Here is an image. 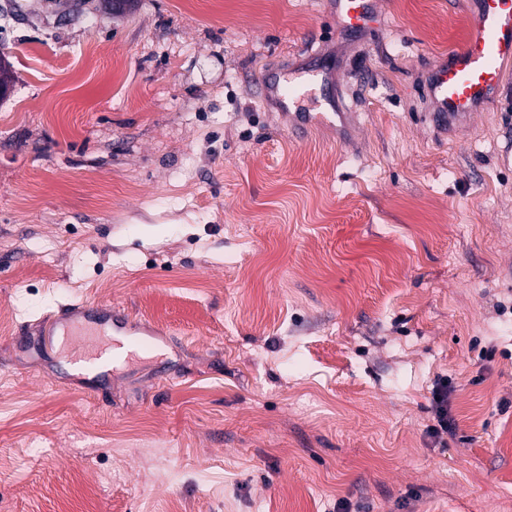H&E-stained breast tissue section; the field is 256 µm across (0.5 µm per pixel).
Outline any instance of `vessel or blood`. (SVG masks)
Returning a JSON list of instances; mask_svg holds the SVG:
<instances>
[{"instance_id":"b4317fda","label":"vessel or blood","mask_w":512,"mask_h":512,"mask_svg":"<svg viewBox=\"0 0 512 512\" xmlns=\"http://www.w3.org/2000/svg\"><path fill=\"white\" fill-rule=\"evenodd\" d=\"M336 27L350 33L376 29L379 11L376 0H335ZM512 60V0H474L473 29L467 40L449 48L431 65L424 93L431 103L425 119L440 126L451 119H470L476 112L498 106L501 101L504 65ZM333 81L330 64L311 63L298 73L282 76L264 71L256 84L259 101L282 111L293 112L295 138H303L318 125H340L344 112L328 93ZM317 109L303 111L305 101ZM60 335L83 336L105 328L113 335L107 356L75 354L71 367L85 375H106L122 359L129 344H148V328L118 308H101L88 303L60 306L53 317Z\"/></svg>"}]
</instances>
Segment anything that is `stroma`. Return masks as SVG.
<instances>
[{"label": "stroma", "instance_id": "1", "mask_svg": "<svg viewBox=\"0 0 512 512\" xmlns=\"http://www.w3.org/2000/svg\"><path fill=\"white\" fill-rule=\"evenodd\" d=\"M378 9L0 0V512H512V62L436 134L471 0ZM316 55L298 140L256 81ZM81 301L155 332L101 394L38 326ZM336 29L350 33L375 30L379 23L376 0H335ZM333 68L327 62L311 63L291 76H281L271 70H265L256 84L259 101L264 105H274L282 111L294 114L295 124L292 135L303 138L308 130L318 125H343L342 106L327 92L333 82ZM316 103L317 112H299L306 100ZM434 414L441 430L448 432V382H438L432 391Z\"/></svg>", "mask_w": 512, "mask_h": 512}]
</instances>
